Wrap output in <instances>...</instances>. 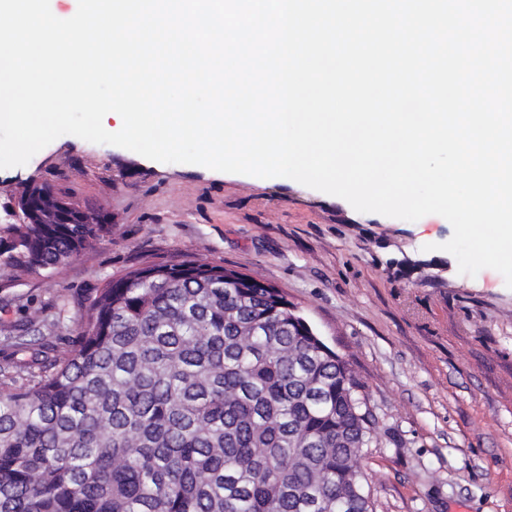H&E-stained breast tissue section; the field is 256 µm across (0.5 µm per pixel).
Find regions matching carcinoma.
<instances>
[{"label": "carcinoma", "instance_id": "1", "mask_svg": "<svg viewBox=\"0 0 512 512\" xmlns=\"http://www.w3.org/2000/svg\"><path fill=\"white\" fill-rule=\"evenodd\" d=\"M23 218L0 235L20 272L51 273L112 233ZM158 263L109 280L63 345L8 336L0 367V512H373V439L349 364L276 288Z\"/></svg>", "mask_w": 512, "mask_h": 512}]
</instances>
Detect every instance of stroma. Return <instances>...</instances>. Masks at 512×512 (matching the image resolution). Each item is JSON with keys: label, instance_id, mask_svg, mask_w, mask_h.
I'll use <instances>...</instances> for the list:
<instances>
[{"label": "stroma", "instance_id": "obj_1", "mask_svg": "<svg viewBox=\"0 0 512 512\" xmlns=\"http://www.w3.org/2000/svg\"><path fill=\"white\" fill-rule=\"evenodd\" d=\"M38 183L112 218L53 273L0 261V338L57 340L114 277L174 259L282 289L350 364L376 419L360 466L375 512H512V288L458 272L451 224L360 213L292 179H262L58 137L0 169V213Z\"/></svg>", "mask_w": 512, "mask_h": 512}]
</instances>
